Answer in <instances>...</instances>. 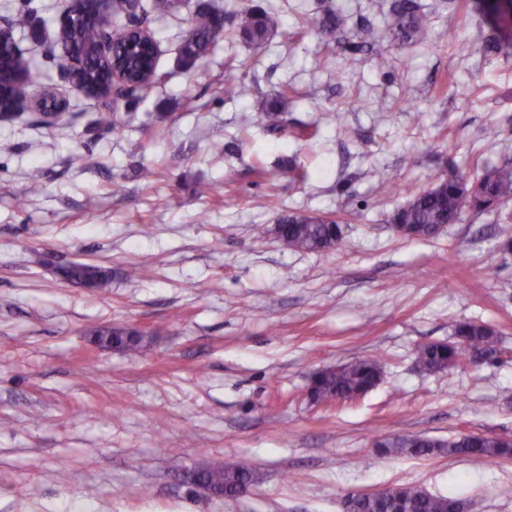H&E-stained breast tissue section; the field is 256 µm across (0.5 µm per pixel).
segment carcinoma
Returning <instances> with one entry per match:
<instances>
[{"mask_svg": "<svg viewBox=\"0 0 512 512\" xmlns=\"http://www.w3.org/2000/svg\"><path fill=\"white\" fill-rule=\"evenodd\" d=\"M100 0H79L74 25L65 37L68 52L80 61L76 84L89 97H95L108 84L112 72V60L101 59L95 51L98 33L95 30V13ZM277 20L259 6L245 13L240 33L249 42L253 54L262 56L267 38ZM337 16L330 14L322 19L319 28L324 44H336ZM225 37L223 15L215 10L196 13L192 25L183 38L179 61L185 68H193L202 61L219 39ZM119 67L125 69L132 82H150L156 73V58L151 50L140 43L117 55ZM512 198V165L484 168L471 180L460 176L442 178L428 190L410 196L407 203L393 217L396 224L412 228V235L430 237V228L436 225L454 224L466 212L483 211L497 207ZM279 239L297 251H324L336 249L342 244L339 224H328L318 217L297 214L278 225ZM68 279L83 283L87 280L97 291H105L110 277L101 268L75 263L67 268ZM457 341L434 343L421 347L417 356L429 371L451 369L456 365L473 362V357L493 359L494 332L485 324L462 322L455 328ZM100 346L135 354L142 347V339L126 326L112 325L98 330ZM381 363L373 359H358L339 368L315 374L308 390L310 400L330 405L352 401L365 394L380 380ZM388 453L415 456L430 455L440 448L450 455L478 458H512V443L500 438L478 434H465L447 443L428 441L416 436H399L379 442ZM203 482L226 497L238 496L248 491L256 482L255 472L246 465L229 466L214 464L202 469ZM349 512H469L468 500L450 494L434 495L418 487L387 488L377 496L358 493L347 498Z\"/></svg>", "mask_w": 512, "mask_h": 512, "instance_id": "obj_1", "label": "carcinoma"}]
</instances>
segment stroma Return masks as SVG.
Here are the masks:
<instances>
[{
  "mask_svg": "<svg viewBox=\"0 0 512 512\" xmlns=\"http://www.w3.org/2000/svg\"><path fill=\"white\" fill-rule=\"evenodd\" d=\"M394 3L149 13L159 80L114 106L62 78L60 46L21 40L29 99L54 92L65 114L0 118V512H343L350 494L398 486L512 512V459L377 446L512 440V252L498 248L512 202L431 238L392 222L440 175L512 163V26L474 0H417L423 26L408 36ZM206 4L234 36L186 70L179 46ZM254 5L277 20L258 58L236 35ZM62 6L0 0V21L51 32ZM330 12L332 47L317 26ZM361 25L375 52L350 48ZM477 26L486 42L470 41ZM445 27L459 46L437 47ZM230 78L240 94H225ZM106 111L114 127L98 124ZM295 213L336 220L342 246L259 235ZM72 262L110 270L109 291L62 280ZM462 321L493 330L497 361L423 370L418 348L452 341ZM112 325L142 330L141 352L100 347L95 331ZM363 358L382 363L364 396L309 399L315 372ZM214 463L257 481L230 498L185 481ZM388 453L415 456L430 455L440 448H447L448 455H464L478 458H512V443L500 438L478 434H465L448 443L428 441L416 436H399L379 442Z\"/></svg>",
  "mask_w": 512,
  "mask_h": 512,
  "instance_id": "obj_1",
  "label": "stroma"
}]
</instances>
